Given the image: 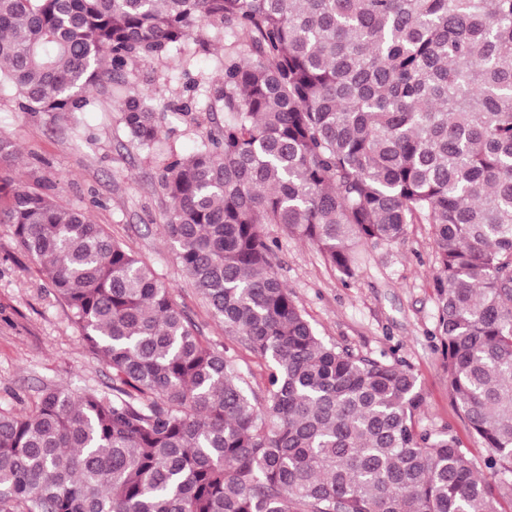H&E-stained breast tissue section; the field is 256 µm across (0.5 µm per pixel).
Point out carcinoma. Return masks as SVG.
<instances>
[{"label": "carcinoma", "mask_w": 512, "mask_h": 512, "mask_svg": "<svg viewBox=\"0 0 512 512\" xmlns=\"http://www.w3.org/2000/svg\"><path fill=\"white\" fill-rule=\"evenodd\" d=\"M224 31V125L162 160L182 271L268 363L262 402L170 286L83 209L22 184L19 245L112 368L0 413V512H508L400 361L317 334L274 269L279 224L351 278L359 246L433 229L448 391L512 475V0H0V92L72 115L103 76ZM151 147L157 113L119 106Z\"/></svg>", "instance_id": "carcinoma-1"}]
</instances>
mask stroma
Here are the masks:
<instances>
[{
    "label": "stroma",
    "instance_id": "stroma-1",
    "mask_svg": "<svg viewBox=\"0 0 512 512\" xmlns=\"http://www.w3.org/2000/svg\"><path fill=\"white\" fill-rule=\"evenodd\" d=\"M206 38L204 51L188 40L189 63L172 56L129 64L121 76L88 92L89 104L74 121L20 111L15 96H0V136L14 146L12 155L0 158V183H20L61 206L86 209L94 223L171 286L175 303L205 340L223 350L259 393L266 362L240 337L225 334L223 323L186 282L162 224L167 202L159 186L160 154L170 147L193 154L224 123L220 112L184 116L176 109L191 103L194 81L220 74L224 37L211 31ZM136 94L160 117L159 141L150 151L131 143L119 122L120 103ZM261 232L277 243L275 269L323 341L360 356L405 362L426 398L420 427L432 432L450 427L476 460L485 462L489 450L470 435L448 393V374L434 336L436 265L430 225H408L399 241L366 248L350 278L281 225H262ZM51 386L108 395L112 371L87 348L70 310L19 247L13 226L0 223V411L25 412Z\"/></svg>",
    "mask_w": 512,
    "mask_h": 512
}]
</instances>
